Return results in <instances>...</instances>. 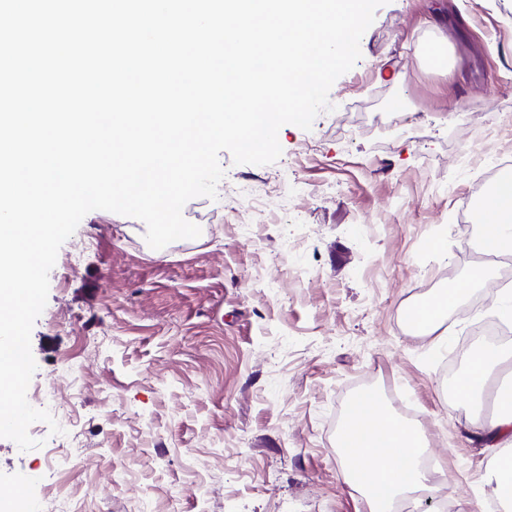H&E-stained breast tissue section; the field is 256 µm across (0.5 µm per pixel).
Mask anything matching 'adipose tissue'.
I'll use <instances>...</instances> for the list:
<instances>
[{"label":"adipose tissue","instance_id":"obj_1","mask_svg":"<svg viewBox=\"0 0 512 512\" xmlns=\"http://www.w3.org/2000/svg\"><path fill=\"white\" fill-rule=\"evenodd\" d=\"M482 246L495 253H512V181L500 183L482 203ZM489 273L474 267L465 287L451 288L424 301L417 311L418 329L431 334L443 323L448 309L468 295L470 288L485 286ZM512 350L499 345L476 343L468 353L465 371L454 384L460 400L478 403L489 381L498 374ZM497 414L478 423L475 433L484 447L495 454L483 481L499 501L512 508V389L497 391ZM338 446L353 464L346 474L349 486L361 492L368 512H393L395 504L431 489V478L422 466L426 453L424 436L385 409L376 395L355 396L344 420Z\"/></svg>","mask_w":512,"mask_h":512}]
</instances>
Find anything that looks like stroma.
Returning <instances> with one entry per match:
<instances>
[{
  "mask_svg": "<svg viewBox=\"0 0 512 512\" xmlns=\"http://www.w3.org/2000/svg\"><path fill=\"white\" fill-rule=\"evenodd\" d=\"M360 50L275 163L221 152L216 198L183 208L198 238L155 250L143 221L96 210L63 243L27 391L63 432L0 438V483L32 512H366L336 445L361 392L413 409L441 468L409 512H476L492 452L470 433L491 411L449 398L448 366L487 291L443 336L404 318L471 267L502 274L468 228L512 165V0H388Z\"/></svg>",
  "mask_w": 512,
  "mask_h": 512,
  "instance_id": "obj_1",
  "label": "stroma"
}]
</instances>
